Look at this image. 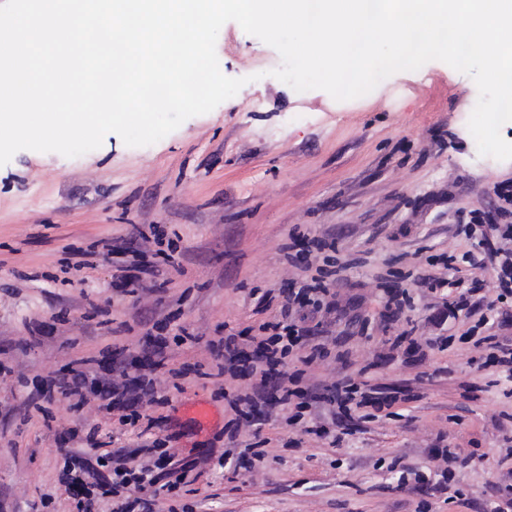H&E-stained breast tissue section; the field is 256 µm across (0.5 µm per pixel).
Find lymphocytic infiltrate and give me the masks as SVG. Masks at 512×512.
<instances>
[{"label":"lymphocytic infiltrate","instance_id":"lymphocytic-infiltrate-1","mask_svg":"<svg viewBox=\"0 0 512 512\" xmlns=\"http://www.w3.org/2000/svg\"><path fill=\"white\" fill-rule=\"evenodd\" d=\"M326 241L313 240L311 247H301L299 239L284 244L285 259L292 264L313 266L317 274L298 289L289 290L279 318L263 322L257 332L242 331L221 337L213 342L218 363L217 373L237 379L248 376L250 383L237 403L248 408V422L261 425L273 415H280L289 427L312 422L322 402L349 411L350 407H370L383 412L389 402L386 398L363 392L349 375L338 376L331 385L329 399H322L317 386L304 384L307 367L326 355L322 345H314L309 353L299 358L300 365L289 368L288 360L304 344L308 334L296 319L298 309L319 307V297L327 293L323 280L327 270L316 266L317 254L325 250ZM120 382H105L83 371L50 380L33 378V388L25 405L41 414L44 421H53L52 407L63 400L84 402L94 397L106 413L116 414L118 430L137 428L143 418L139 411L142 402L158 403L159 396L152 379L139 375L130 376L121 371ZM73 443L71 451L63 454L58 463V481L63 487L74 512H93L96 497H112L116 503L111 512H153L154 503L145 491L156 481L157 473H164L166 487L172 496H182L188 485L187 478L193 463L175 461L161 439L137 447L126 445L104 447L98 438L97 428H73L69 431Z\"/></svg>","mask_w":512,"mask_h":512}]
</instances>
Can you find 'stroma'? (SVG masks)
<instances>
[{
	"label": "stroma",
	"instance_id": "35a3bbf8",
	"mask_svg": "<svg viewBox=\"0 0 512 512\" xmlns=\"http://www.w3.org/2000/svg\"><path fill=\"white\" fill-rule=\"evenodd\" d=\"M216 54L245 85L157 143L130 147L110 133L78 157L21 150L0 166V362L11 368L0 374V512H64L61 431L112 433L92 398L55 405L49 427L27 415L15 372L51 377L83 359L106 378L113 361L140 364L152 310L178 311L198 338L169 367L212 368V341L273 319L278 301L265 307L260 296L307 278L282 251L294 234L333 242L347 266L330 286L335 324L306 320L328 351L307 383L353 375L391 398V413L337 414L332 442L268 426L264 460L216 470L203 459L236 425L228 399L245 381L192 378L178 390L169 368L156 369L168 402L145 411L171 452L199 461L197 512H512V374L486 364L480 343L512 336V300L497 303L482 245L459 231L487 225L501 246L493 227L512 224V160L478 152L473 79L434 60L338 101L275 78L279 53L236 22L221 28ZM152 224L180 237L173 264L155 243L132 248L137 228ZM77 249L91 252L92 268L63 273ZM153 265L164 290L122 291L118 273ZM398 288L410 303L395 315L387 303ZM409 332L420 350L396 345ZM194 400L214 407L212 424L185 414ZM437 449L457 459L451 480Z\"/></svg>",
	"mask_w": 512,
	"mask_h": 512
}]
</instances>
